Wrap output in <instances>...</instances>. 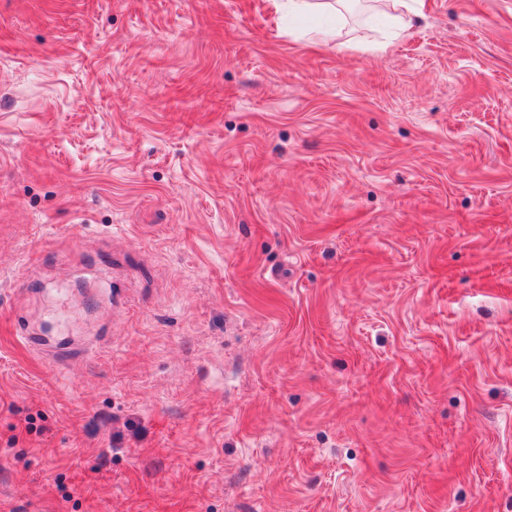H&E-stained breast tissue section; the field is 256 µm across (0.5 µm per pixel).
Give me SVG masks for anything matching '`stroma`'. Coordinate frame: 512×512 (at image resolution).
<instances>
[{
    "label": "stroma",
    "instance_id": "1",
    "mask_svg": "<svg viewBox=\"0 0 512 512\" xmlns=\"http://www.w3.org/2000/svg\"><path fill=\"white\" fill-rule=\"evenodd\" d=\"M373 7L0 0V512H512V0ZM345 1H316V0H274V5L280 12L296 16H309L323 11H337L336 4H342ZM389 2H391L389 8L395 13L387 14L389 18L388 33L396 36L402 35L411 28L413 19L422 15L420 6L423 0H412V2H419V6L415 10L407 3V0H391Z\"/></svg>",
    "mask_w": 512,
    "mask_h": 512
}]
</instances>
